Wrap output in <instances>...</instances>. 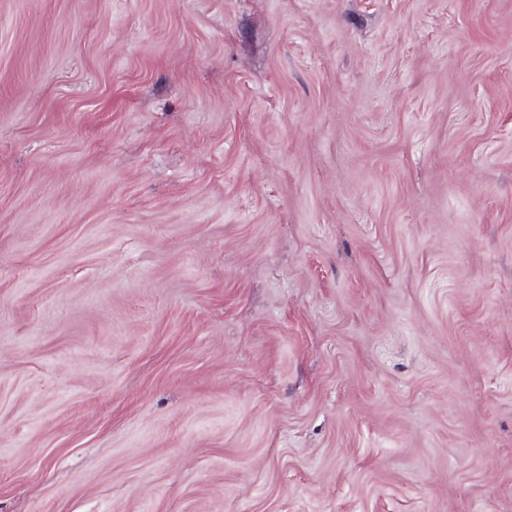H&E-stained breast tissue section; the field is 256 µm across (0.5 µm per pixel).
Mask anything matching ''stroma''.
I'll return each mask as SVG.
<instances>
[{"mask_svg":"<svg viewBox=\"0 0 512 512\" xmlns=\"http://www.w3.org/2000/svg\"><path fill=\"white\" fill-rule=\"evenodd\" d=\"M0 512H512V0H0Z\"/></svg>","mask_w":512,"mask_h":512,"instance_id":"stroma-1","label":"stroma"}]
</instances>
